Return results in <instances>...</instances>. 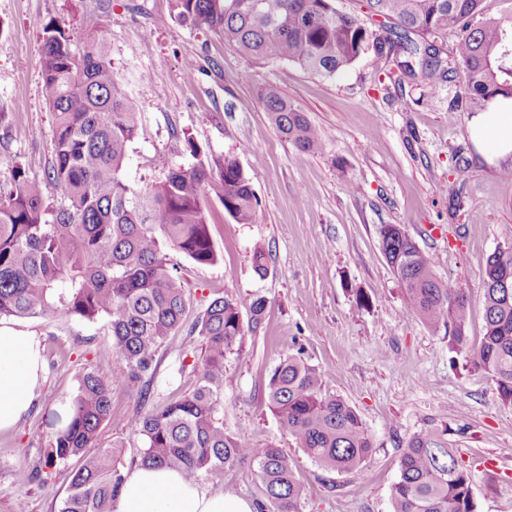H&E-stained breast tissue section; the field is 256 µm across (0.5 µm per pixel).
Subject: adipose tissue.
<instances>
[{
	"instance_id": "obj_1",
	"label": "adipose tissue",
	"mask_w": 512,
	"mask_h": 512,
	"mask_svg": "<svg viewBox=\"0 0 512 512\" xmlns=\"http://www.w3.org/2000/svg\"><path fill=\"white\" fill-rule=\"evenodd\" d=\"M470 137L486 160L512 157V99H496L469 124ZM42 372L35 337L0 322V430L13 428L28 412ZM114 512H254L250 501L211 494L175 470L140 467L124 481Z\"/></svg>"
}]
</instances>
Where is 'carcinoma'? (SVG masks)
Instances as JSON below:
<instances>
[{
	"label": "carcinoma",
	"mask_w": 512,
	"mask_h": 512,
	"mask_svg": "<svg viewBox=\"0 0 512 512\" xmlns=\"http://www.w3.org/2000/svg\"><path fill=\"white\" fill-rule=\"evenodd\" d=\"M375 16L394 21L381 34L333 0H174L176 18L220 31L240 54L278 61L330 79L372 49L391 59L402 76L460 81L451 103L512 98V18H473L485 0H366ZM458 32L452 57L437 39ZM44 90L54 113L53 154L46 185L19 166L12 190L0 199V319L77 317L104 320L112 334V378L140 399L150 396L144 375L172 334L187 320L182 279L166 249L199 265L218 255L201 205L202 191L220 181L221 202L238 224H253L258 200L251 179L230 154L191 169L172 166L150 187L124 176L139 135L138 112L112 70L106 42L83 51L54 23L44 27ZM258 97L279 135L303 152L324 148L321 132L282 88L262 85ZM383 255L404 286V311L430 327L448 329V352L490 380L499 400L512 405V245L491 253L483 271L485 327L480 344L467 335L469 301L440 281L430 259L396 224L379 228ZM262 320L265 300L213 299L189 325L204 356L195 390L130 422L142 441L140 463L166 466L200 482L247 464L256 469L264 500L258 512H299L303 488L291 461L270 444L255 448L224 433V360L241 336L240 310ZM267 399L282 430L314 462L338 472L360 470L373 448L357 411L323 391L320 374L290 355L273 369ZM112 421L110 384L84 373L68 424L49 444L45 466L77 460L67 472L68 492L59 512H113L124 481L115 467L118 447H100V428ZM94 452H89V449ZM391 490L392 512H476L473 479L446 430L413 434L399 460Z\"/></svg>",
	"instance_id": "cac0c4a2"
}]
</instances>
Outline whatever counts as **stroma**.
<instances>
[{
    "label": "stroma",
    "mask_w": 512,
    "mask_h": 512,
    "mask_svg": "<svg viewBox=\"0 0 512 512\" xmlns=\"http://www.w3.org/2000/svg\"><path fill=\"white\" fill-rule=\"evenodd\" d=\"M64 28L73 49L102 36L112 68L123 79L140 119L124 175L146 187L168 167L193 168L200 157L231 154L259 200L255 223L238 224L221 203L219 181L202 202L218 254L212 265L174 252L190 317L217 297H260L266 310L253 323L242 309L243 336L224 360V431L257 447L282 448L304 488L300 512H392L405 441L428 428L446 430L460 453L502 454L495 472L474 471L477 512H512V406L493 384L452 358L444 327L403 312L402 286L382 253L379 228L400 225L470 304L469 336L484 334L487 257L512 244V158L488 164L468 131L480 105L456 107L447 85L430 89L416 78L394 84L384 56L365 53L333 79L273 61L248 59L223 36L173 15L172 0H0V194L21 166L41 181L53 150L54 120L45 99L44 27ZM193 74H186V62ZM279 83L322 133L320 153L301 152L278 134L256 96ZM471 161L455 166L456 155ZM267 256L266 274L253 266ZM44 367L32 405L15 428L0 431V512L24 499L27 512H59L68 482L63 467L45 480L19 484L17 475L43 457L69 418L84 372L111 381L112 336L104 322L23 318ZM302 354L325 391L360 415L374 442L362 470L336 472L309 459L280 428L267 404V384L284 358ZM204 349L180 330L159 349L146 375L148 400L113 383L112 421L98 442L121 443V473L138 466L142 443L128 418L192 392ZM203 489L262 500L259 478L243 465L203 480Z\"/></svg>",
    "instance_id": "1"
}]
</instances>
